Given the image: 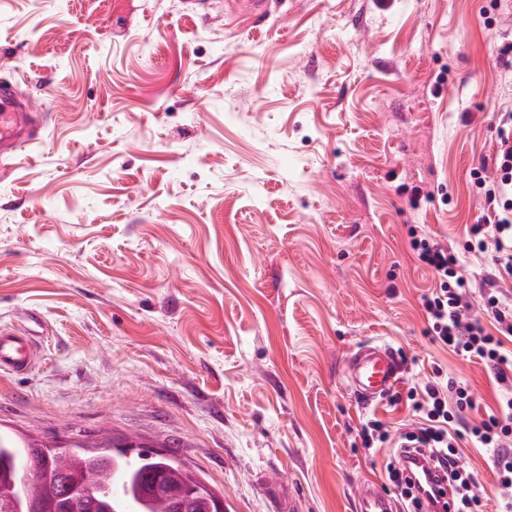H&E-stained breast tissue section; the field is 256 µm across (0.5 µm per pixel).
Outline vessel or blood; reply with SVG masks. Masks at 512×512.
<instances>
[{"label": "vessel or blood", "mask_w": 512, "mask_h": 512, "mask_svg": "<svg viewBox=\"0 0 512 512\" xmlns=\"http://www.w3.org/2000/svg\"><path fill=\"white\" fill-rule=\"evenodd\" d=\"M39 105L0 86V156L10 154L21 141L32 140L39 119ZM42 329L38 313H29L23 327H0V369L16 374L28 371L34 344ZM345 377L361 403L370 404L390 395L399 385L401 365L395 350L386 344L360 347L344 363ZM357 512H393L391 499L372 482L356 492Z\"/></svg>", "instance_id": "1"}]
</instances>
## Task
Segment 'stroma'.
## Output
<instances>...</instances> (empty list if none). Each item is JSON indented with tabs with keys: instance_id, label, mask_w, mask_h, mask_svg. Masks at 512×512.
Segmentation results:
<instances>
[{
	"instance_id": "obj_1",
	"label": "stroma",
	"mask_w": 512,
	"mask_h": 512,
	"mask_svg": "<svg viewBox=\"0 0 512 512\" xmlns=\"http://www.w3.org/2000/svg\"><path fill=\"white\" fill-rule=\"evenodd\" d=\"M0 0V83L44 109L0 158V323L47 334L0 371V430L139 436L233 512H356L405 401L343 363L389 344L417 378L484 366L433 343L407 229L463 244L470 172L512 101V0ZM63 107H56V100Z\"/></svg>"
}]
</instances>
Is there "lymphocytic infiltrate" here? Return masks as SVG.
<instances>
[{
	"label": "lymphocytic infiltrate",
	"mask_w": 512,
	"mask_h": 512,
	"mask_svg": "<svg viewBox=\"0 0 512 512\" xmlns=\"http://www.w3.org/2000/svg\"><path fill=\"white\" fill-rule=\"evenodd\" d=\"M497 150L471 172L483 201L480 214L463 245L471 255H490L493 275L481 284L489 324L472 313L471 285L458 272L459 258L450 243L410 228L409 246L416 262L430 270L435 288L422 295L421 305L433 342L465 359L481 361L497 391L498 408L480 423L470 422L474 405L468 383L456 378L415 383L407 396L414 416L410 430L391 438L379 420L362 429L365 447L393 443L397 458L387 470L388 481L400 491L406 512H424V503H437L439 491L420 497L410 477L418 468L440 472L450 486L456 512H479L485 488L460 462L459 442L491 451L497 474L495 495L499 512H512V108L502 107L496 128Z\"/></svg>",
	"instance_id": "1"
}]
</instances>
